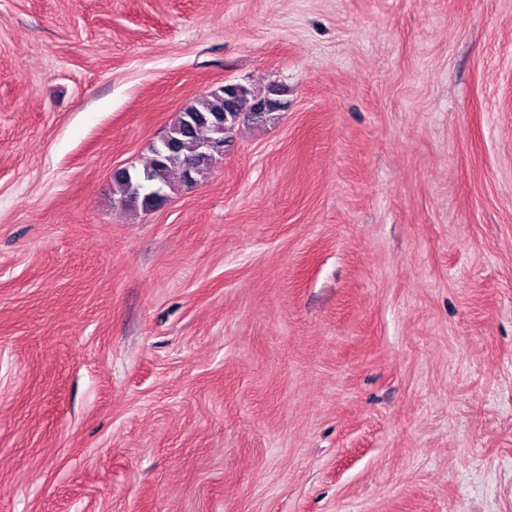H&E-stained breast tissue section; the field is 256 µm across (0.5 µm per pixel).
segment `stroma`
Listing matches in <instances>:
<instances>
[{"instance_id": "35a3bbf8", "label": "stroma", "mask_w": 512, "mask_h": 512, "mask_svg": "<svg viewBox=\"0 0 512 512\" xmlns=\"http://www.w3.org/2000/svg\"><path fill=\"white\" fill-rule=\"evenodd\" d=\"M0 512H512V0H0ZM232 86L234 84H225L208 92L185 107L168 127L167 131L180 150L179 156L184 164L196 169V177L204 176L217 160L215 155H202L200 148L203 142L212 137L214 119L224 115V118L215 121L218 129L224 130V142L223 140L208 141L203 144L202 150L204 153L222 151V156H224V146L232 141L237 127L245 124L261 125L275 119L273 112H264L265 104L257 107L254 112H249L255 102L262 103L266 100L273 88L268 89L265 94L255 93L248 88L246 96L236 103L238 110L241 111L237 112L233 106L229 109V105L234 103L230 94ZM228 109L229 112H225ZM151 157L149 162L143 167L142 170L133 169L132 171L128 168L123 172H119L114 177V190L113 194L118 195L117 202L124 205L128 193V179L129 177L134 179L131 183V194L137 196L143 192L147 186L145 180L135 179L140 175L147 176L148 182L151 186L156 187L162 191V194L166 195V189H173L170 177L173 173L178 172L186 183H192L186 180L185 172L182 165H171L165 164L159 161L156 156L153 147L150 148Z\"/></svg>"}]
</instances>
